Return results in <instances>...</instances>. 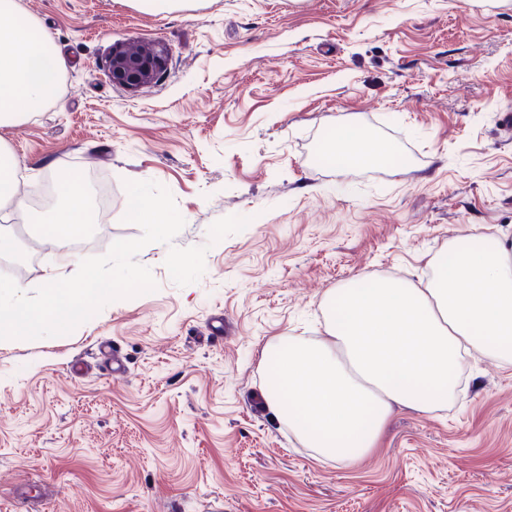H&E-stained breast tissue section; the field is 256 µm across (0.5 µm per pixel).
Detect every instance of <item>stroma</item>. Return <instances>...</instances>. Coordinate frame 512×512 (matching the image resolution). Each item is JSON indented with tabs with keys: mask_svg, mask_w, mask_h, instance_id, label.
<instances>
[{
	"mask_svg": "<svg viewBox=\"0 0 512 512\" xmlns=\"http://www.w3.org/2000/svg\"><path fill=\"white\" fill-rule=\"evenodd\" d=\"M65 61L58 96L0 127L29 189L77 172L105 195L78 258L141 236L125 181H154L185 220L137 255L156 291L69 334L0 340V512H512V365L459 368L447 409L395 411L352 464L317 457L264 400L262 353L324 334L323 296L373 273L419 282L472 233L512 243V0H206L150 15L124 0H23ZM156 41L166 72L113 85L114 44ZM353 121L392 162L340 168L324 147ZM247 227L209 244L212 223ZM19 282L72 276L12 216ZM208 245L180 287L170 247ZM111 343L126 371L105 370Z\"/></svg>",
	"mask_w": 512,
	"mask_h": 512,
	"instance_id": "1",
	"label": "stroma"
}]
</instances>
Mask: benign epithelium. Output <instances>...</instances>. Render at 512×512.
<instances>
[{
  "label": "benign epithelium",
  "instance_id": "obj_1",
  "mask_svg": "<svg viewBox=\"0 0 512 512\" xmlns=\"http://www.w3.org/2000/svg\"><path fill=\"white\" fill-rule=\"evenodd\" d=\"M167 61L168 51L159 43L144 42L136 47L117 44L108 57V72L113 84L137 92L157 80Z\"/></svg>",
  "mask_w": 512,
  "mask_h": 512
}]
</instances>
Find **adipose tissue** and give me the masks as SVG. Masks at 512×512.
<instances>
[{
    "mask_svg": "<svg viewBox=\"0 0 512 512\" xmlns=\"http://www.w3.org/2000/svg\"><path fill=\"white\" fill-rule=\"evenodd\" d=\"M0 127L38 111L60 86L62 62L22 0H0ZM390 144L357 124L337 125L327 156L341 166L386 162ZM19 157L0 142V209L43 225L72 261L73 240L90 222L78 173L58 184L60 204L29 210L15 188ZM425 281L364 274L323 301L325 334L283 336L264 351L268 407L307 447L351 462L376 447L396 408L431 413L447 407L465 354L512 364V249L497 236H461L429 260Z\"/></svg>",
    "mask_w": 512,
    "mask_h": 512,
    "instance_id": "adipose-tissue-1",
    "label": "adipose tissue"
}]
</instances>
